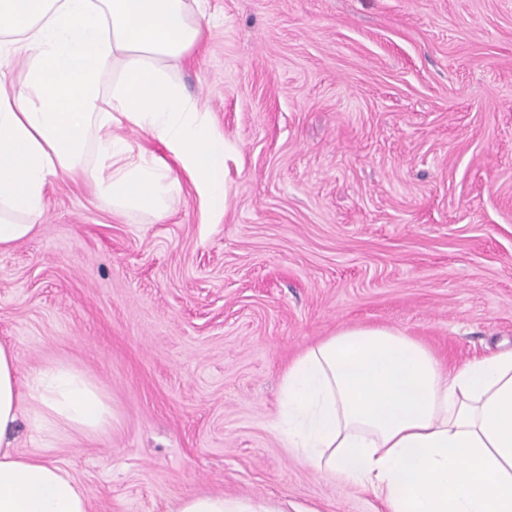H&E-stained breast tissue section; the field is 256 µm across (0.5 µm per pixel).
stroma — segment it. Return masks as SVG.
I'll use <instances>...</instances> for the list:
<instances>
[{
    "mask_svg": "<svg viewBox=\"0 0 512 512\" xmlns=\"http://www.w3.org/2000/svg\"><path fill=\"white\" fill-rule=\"evenodd\" d=\"M205 20L175 74L238 146L223 219L189 189L118 215L58 175L0 252V342L111 402L108 433L50 452L92 512H383L284 447L282 377L353 326L451 366L512 349V0H206ZM174 512H280L273 503L224 495L195 494L179 501Z\"/></svg>",
    "mask_w": 512,
    "mask_h": 512,
    "instance_id": "35a3bbf8",
    "label": "stroma"
}]
</instances>
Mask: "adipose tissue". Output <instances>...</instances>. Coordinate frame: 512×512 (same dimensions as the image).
<instances>
[{"mask_svg":"<svg viewBox=\"0 0 512 512\" xmlns=\"http://www.w3.org/2000/svg\"><path fill=\"white\" fill-rule=\"evenodd\" d=\"M201 0H0V251L28 238L51 177L81 178L120 212L160 218L190 183L203 223L227 210L236 143L174 76L204 40ZM128 125L166 149L113 132ZM181 176H174L173 167ZM280 437L314 470L370 489L384 512H512V350L450 370L387 327H353L298 356L282 379ZM40 445L11 446L19 417ZM112 405L62 364L21 377L0 342V512H89L85 486L48 451L67 431L107 433ZM175 512H280L195 494Z\"/></svg>","mask_w":512,"mask_h":512,"instance_id":"1","label":"adipose tissue"}]
</instances>
